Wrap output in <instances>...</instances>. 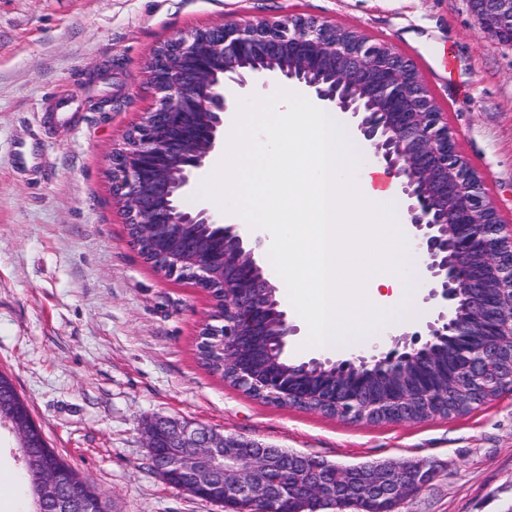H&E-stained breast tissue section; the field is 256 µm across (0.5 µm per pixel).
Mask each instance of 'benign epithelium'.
I'll use <instances>...</instances> for the list:
<instances>
[{
    "label": "benign epithelium",
    "mask_w": 512,
    "mask_h": 512,
    "mask_svg": "<svg viewBox=\"0 0 512 512\" xmlns=\"http://www.w3.org/2000/svg\"><path fill=\"white\" fill-rule=\"evenodd\" d=\"M480 33L512 46V0H468ZM148 79L156 94L122 145L112 151V197L125 216L135 246L167 236L179 224H212L221 242L191 260L178 253L145 259L166 277L191 272L196 287H210L214 268H224V368L241 382L272 390L288 402L294 381L273 372L262 382L250 363L268 335L266 309L277 291L263 261L261 236L241 224L216 221L205 208L188 211L178 199L194 172L224 136V113L270 83H291L321 108L341 112L358 139L370 145L371 161L400 180L410 246L426 288L424 302L436 311L422 330H405L387 350L376 342L333 363L343 373L386 365L404 367L429 355L450 336H488L473 356L457 358L458 380L476 384L483 365L497 358L492 337L512 340V225L486 222L491 207L483 185L461 178L464 162L448 113L427 104V89L411 63L386 43H348L342 27L302 15L259 17L188 32L160 45ZM0 419L19 440L39 426L13 403ZM151 466L167 482L212 503L238 504V512L290 500L293 512L336 508L343 469L316 460L313 476L296 491L276 474L289 456L252 440L225 435L200 423L159 418L146 427ZM29 469L43 512H100L92 489L77 493L59 471L37 457ZM366 493L396 502L420 491L414 476L435 477L421 461L372 459L360 464Z\"/></svg>",
    "instance_id": "benign-epithelium-1"
}]
</instances>
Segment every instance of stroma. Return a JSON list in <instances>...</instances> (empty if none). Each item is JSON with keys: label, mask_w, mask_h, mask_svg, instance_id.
I'll return each instance as SVG.
<instances>
[{"label": "stroma", "mask_w": 512, "mask_h": 512, "mask_svg": "<svg viewBox=\"0 0 512 512\" xmlns=\"http://www.w3.org/2000/svg\"><path fill=\"white\" fill-rule=\"evenodd\" d=\"M354 27L411 59L512 224V46L468 0H0V372L107 512H224L152 468L158 417L332 463L419 460L432 484L399 512H512V389L469 414L375 424L266 404L198 359L212 300L131 244L113 147L154 102L145 68L181 33L257 16ZM125 100L109 105L116 85ZM74 104L55 118L57 99ZM16 437L0 426V512H30Z\"/></svg>", "instance_id": "1"}]
</instances>
